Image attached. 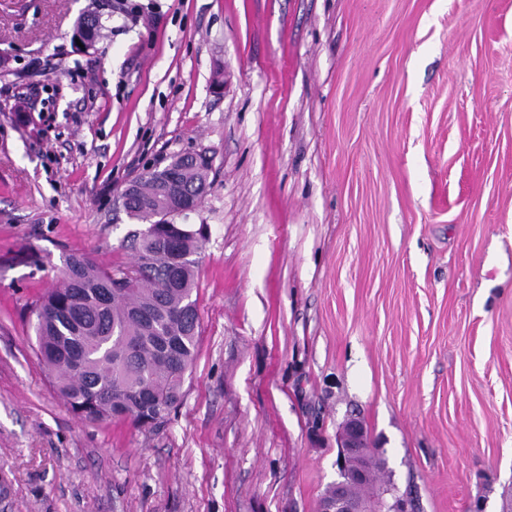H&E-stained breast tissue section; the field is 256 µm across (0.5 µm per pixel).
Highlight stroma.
Returning <instances> with one entry per match:
<instances>
[{
  "mask_svg": "<svg viewBox=\"0 0 512 512\" xmlns=\"http://www.w3.org/2000/svg\"><path fill=\"white\" fill-rule=\"evenodd\" d=\"M137 2L0 0V512H319L354 416L409 512H512V0ZM197 150L184 396L82 422L31 303ZM99 7L98 4V7L83 14L78 21L76 37L88 46L94 45L96 39L100 36L103 26Z\"/></svg>",
  "mask_w": 512,
  "mask_h": 512,
  "instance_id": "stroma-1",
  "label": "stroma"
}]
</instances>
